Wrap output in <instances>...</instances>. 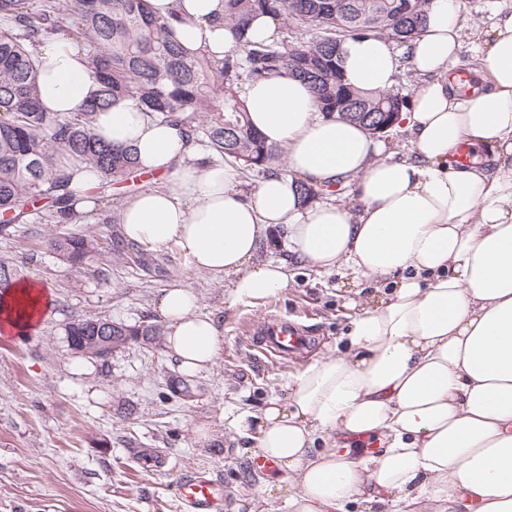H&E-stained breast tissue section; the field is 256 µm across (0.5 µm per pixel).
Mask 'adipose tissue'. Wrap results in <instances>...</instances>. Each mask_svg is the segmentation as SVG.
Here are the masks:
<instances>
[{"label": "adipose tissue", "instance_id": "obj_1", "mask_svg": "<svg viewBox=\"0 0 512 512\" xmlns=\"http://www.w3.org/2000/svg\"><path fill=\"white\" fill-rule=\"evenodd\" d=\"M148 8L180 16L187 49L221 57L237 46L216 21L224 0ZM463 29L459 0H431L407 46L354 36L339 47L351 87L390 90L406 66L419 76L394 123L409 135L401 159L358 124L321 114L308 86L289 78L246 87L253 126L287 148L284 172L247 194L235 167L204 162L185 129L137 101L97 117L98 138L134 148L139 171L164 179L121 210L125 239L174 246L193 269L231 277L233 302L260 306L281 293L294 260L392 284L387 299L351 316L342 353L294 375L285 400L229 421L253 455L274 461L264 487L285 496L288 512H512V6L473 33L481 84L468 95L450 78ZM35 63L46 111L74 112L97 92L66 43L45 44ZM303 183L351 188L361 208L302 202ZM272 228L284 230L290 257L258 261ZM49 297L36 278L1 296L0 332L36 328ZM156 309L181 372L214 363L222 328L199 313L191 288L162 289Z\"/></svg>", "mask_w": 512, "mask_h": 512}]
</instances>
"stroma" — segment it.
I'll list each match as a JSON object with an SVG mask.
<instances>
[{
	"instance_id": "obj_1",
	"label": "stroma",
	"mask_w": 512,
	"mask_h": 512,
	"mask_svg": "<svg viewBox=\"0 0 512 512\" xmlns=\"http://www.w3.org/2000/svg\"><path fill=\"white\" fill-rule=\"evenodd\" d=\"M113 214L107 207L0 235V258H10L18 278L33 276L52 289L39 329L0 337V512H181L173 487L198 473L223 484V512H288L284 498L261 497L250 441L228 418L260 413L286 396L294 374L334 354L349 329L352 272L295 268L280 295L251 307L231 304L229 282L194 270L171 246L140 250L135 264L105 253L81 267L51 248L63 233L124 245ZM101 268L107 280L98 279ZM178 282L223 327L221 353L208 370L182 373L162 343L134 341L105 361L70 349L66 328L77 319L160 322L156 298ZM271 314L309 336L307 353L278 362L249 346L246 322ZM186 385L188 397L181 394ZM200 428L206 438L197 437ZM141 451L162 456L165 467H145Z\"/></svg>"
}]
</instances>
